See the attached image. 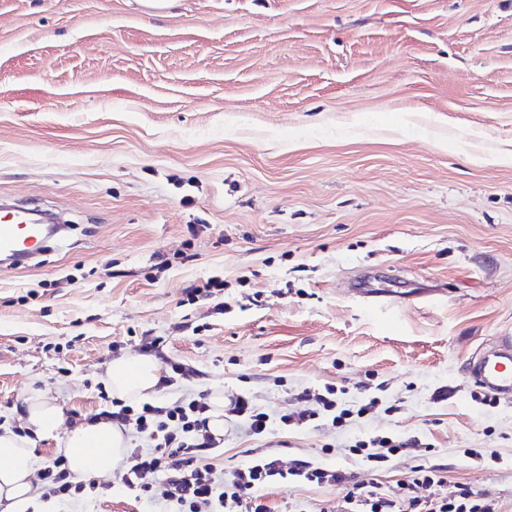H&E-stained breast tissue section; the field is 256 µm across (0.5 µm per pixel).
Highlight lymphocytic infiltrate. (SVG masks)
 <instances>
[{"mask_svg":"<svg viewBox=\"0 0 512 512\" xmlns=\"http://www.w3.org/2000/svg\"><path fill=\"white\" fill-rule=\"evenodd\" d=\"M336 394L331 384L303 388L297 398L307 402V409L287 411L275 419L246 394L230 398L228 410L246 421L251 435L262 437L275 424L289 430L326 419L342 428L379 404L378 398L368 396L356 408H344ZM209 409L206 395L201 394L170 403L134 405L116 400L111 410L101 412V419L127 427L149 442L148 447L131 448L117 471L130 496L149 501L161 498L163 512H272L263 488L291 481L341 487L345 492L344 512H499L496 503L468 486L449 485L448 471L440 466H414L394 495L377 485L365 489L354 474L326 468L320 461L303 456L285 462L260 451L248 463L224 470L219 465L224 441L208 429ZM421 450L418 439L379 435L348 448L349 454L376 472L384 470L394 456L414 457ZM38 477L46 500L85 501L97 497L102 488L95 478L72 473L61 454L41 468Z\"/></svg>","mask_w":512,"mask_h":512,"instance_id":"f902f5d3","label":"lymphocytic infiltrate"}]
</instances>
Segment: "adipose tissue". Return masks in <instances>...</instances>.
<instances>
[{
  "label": "adipose tissue",
  "instance_id": "adipose-tissue-1",
  "mask_svg": "<svg viewBox=\"0 0 512 512\" xmlns=\"http://www.w3.org/2000/svg\"><path fill=\"white\" fill-rule=\"evenodd\" d=\"M161 379V364L150 355L111 361L105 373L106 385L113 397L121 401L155 395ZM25 405L27 435L0 432V501L6 504L5 512H26L36 498L32 483L36 460L30 446L31 436H50L63 421L60 407L38 391H31ZM127 451L126 430L109 421L86 419L69 429L64 437L68 465L79 476L112 472Z\"/></svg>",
  "mask_w": 512,
  "mask_h": 512
}]
</instances>
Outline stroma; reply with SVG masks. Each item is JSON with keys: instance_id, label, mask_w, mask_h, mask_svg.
Listing matches in <instances>:
<instances>
[{"instance_id": "stroma-1", "label": "stroma", "mask_w": 512, "mask_h": 512, "mask_svg": "<svg viewBox=\"0 0 512 512\" xmlns=\"http://www.w3.org/2000/svg\"><path fill=\"white\" fill-rule=\"evenodd\" d=\"M512 0H0V202L66 227L0 265V425L41 390L72 427L111 409L108 364L160 339L165 389L275 414L333 384L381 408L263 438L224 420V468L264 448L392 490L442 465L512 512V399L469 358L512 335ZM217 276L222 291L187 288ZM399 295L371 311L361 287ZM374 435L429 452L371 471ZM480 458H472L471 450ZM55 512H158L115 474ZM338 512V486L266 487Z\"/></svg>"}]
</instances>
